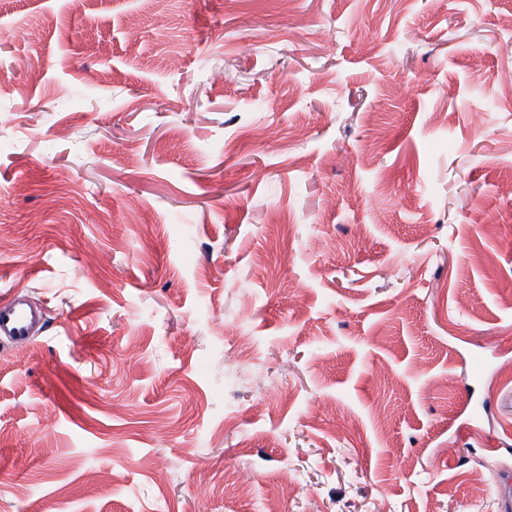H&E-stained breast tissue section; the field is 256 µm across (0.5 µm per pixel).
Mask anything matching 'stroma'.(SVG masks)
Wrapping results in <instances>:
<instances>
[{"instance_id":"35a3bbf8","label":"stroma","mask_w":512,"mask_h":512,"mask_svg":"<svg viewBox=\"0 0 512 512\" xmlns=\"http://www.w3.org/2000/svg\"><path fill=\"white\" fill-rule=\"evenodd\" d=\"M17 293L0 512H498L512 0H0ZM43 326L41 311L28 299L15 296L0 302V339L16 344L32 341Z\"/></svg>"}]
</instances>
